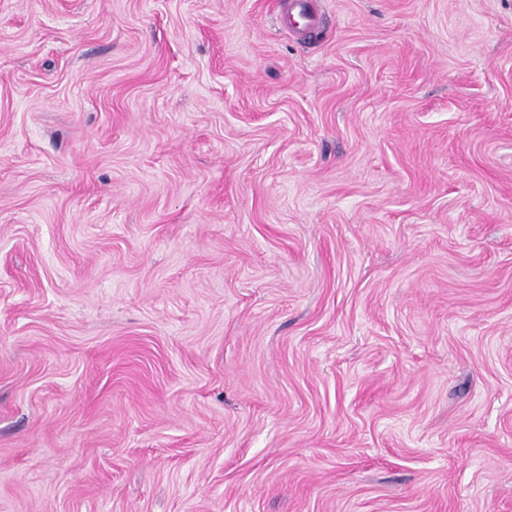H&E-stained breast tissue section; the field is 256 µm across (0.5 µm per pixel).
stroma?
Segmentation results:
<instances>
[{"instance_id": "stroma-1", "label": "stroma", "mask_w": 512, "mask_h": 512, "mask_svg": "<svg viewBox=\"0 0 512 512\" xmlns=\"http://www.w3.org/2000/svg\"><path fill=\"white\" fill-rule=\"evenodd\" d=\"M0 0V512H512V0Z\"/></svg>"}]
</instances>
